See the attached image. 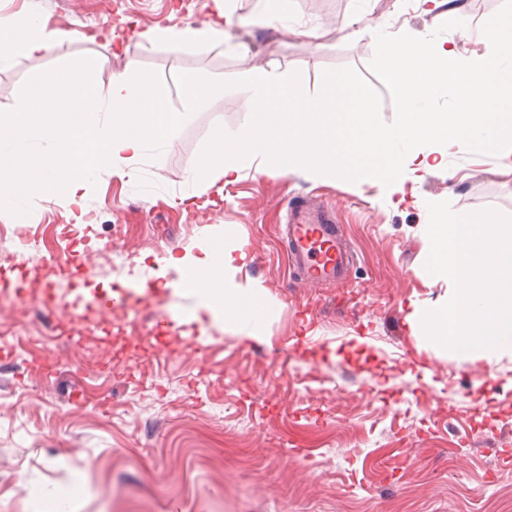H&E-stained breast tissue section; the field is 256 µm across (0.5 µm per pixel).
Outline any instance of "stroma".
Segmentation results:
<instances>
[{
    "label": "stroma",
    "mask_w": 512,
    "mask_h": 512,
    "mask_svg": "<svg viewBox=\"0 0 512 512\" xmlns=\"http://www.w3.org/2000/svg\"><path fill=\"white\" fill-rule=\"evenodd\" d=\"M502 4L283 0V26L265 27L259 0H233L223 46L171 49L148 46L139 31L207 21L222 0H0V20L28 15L78 35L0 68L1 110L32 76L88 56L101 61L94 82L104 95L133 63L160 74L174 109L177 74L228 84L158 159L123 179L99 172L83 206L39 193L29 215L0 210V276H17L0 330L27 323L0 339V512H512V356L459 360L410 321L415 304L449 293L425 268L428 202L512 216L501 160L451 147L445 166L400 194L252 168L208 189L191 180L216 128L233 135L248 125L253 100L237 81L251 68L299 73L312 94L327 69L373 80L374 38L340 36L364 13L426 34L464 20L439 39L481 54V22ZM297 24L322 27L321 48L287 34ZM309 199L333 207L348 235L350 287L287 276L281 226ZM203 247L242 248L234 280L268 290L274 310L256 338L184 290L173 260ZM69 250L85 260L61 267L56 284L100 296L147 283L151 293L80 321L47 309L45 264ZM149 312L165 322L143 338L136 326ZM39 355L53 372L35 365Z\"/></svg>",
    "instance_id": "1"
}]
</instances>
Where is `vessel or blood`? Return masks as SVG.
Returning a JSON list of instances; mask_svg holds the SVG:
<instances>
[{"label": "vessel or blood", "mask_w": 512, "mask_h": 512, "mask_svg": "<svg viewBox=\"0 0 512 512\" xmlns=\"http://www.w3.org/2000/svg\"><path fill=\"white\" fill-rule=\"evenodd\" d=\"M288 268L309 284L349 285L351 249L345 232L330 210L320 203H301L288 212ZM137 296L133 290L115 291L112 298L77 295L70 314L78 319L88 307L108 309L128 304Z\"/></svg>", "instance_id": "b4317fda"}]
</instances>
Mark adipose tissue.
Listing matches in <instances>:
<instances>
[{
  "instance_id": "adipose-tissue-1",
  "label": "adipose tissue",
  "mask_w": 512,
  "mask_h": 512,
  "mask_svg": "<svg viewBox=\"0 0 512 512\" xmlns=\"http://www.w3.org/2000/svg\"><path fill=\"white\" fill-rule=\"evenodd\" d=\"M225 31L216 21H205L183 28H147L139 36L148 45H166L181 48L190 44L219 46ZM70 35L46 23L27 17L0 22V67L8 65L14 54L30 57L51 53L69 40ZM236 261L232 252L217 253L209 249L201 254H186L177 264L183 272L184 285L191 292L203 296L210 310L223 312L225 319L246 326L253 322L256 311L271 310L272 303L266 289L255 282H230L227 288L212 287V273L216 267L232 270Z\"/></svg>"
}]
</instances>
